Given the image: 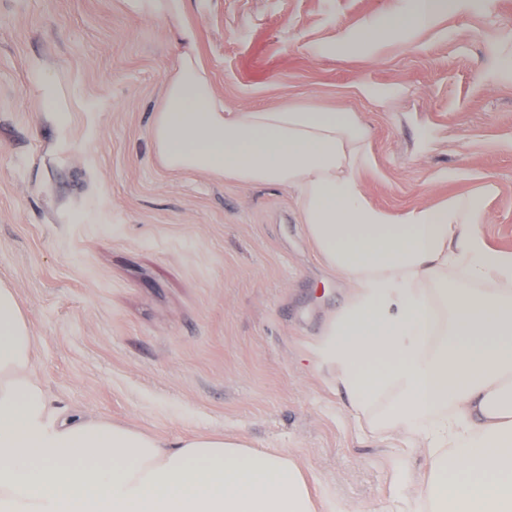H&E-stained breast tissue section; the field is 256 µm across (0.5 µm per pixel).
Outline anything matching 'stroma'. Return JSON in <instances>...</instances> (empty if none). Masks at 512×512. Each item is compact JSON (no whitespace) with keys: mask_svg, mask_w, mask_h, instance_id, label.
Wrapping results in <instances>:
<instances>
[{"mask_svg":"<svg viewBox=\"0 0 512 512\" xmlns=\"http://www.w3.org/2000/svg\"><path fill=\"white\" fill-rule=\"evenodd\" d=\"M399 7L185 0V17L225 105L358 113L375 207L483 195L479 231L512 253V0L362 38ZM182 51L125 0H0V280L48 398L169 439L217 432L292 454L320 512H413L427 453L375 434L316 365L349 290L287 191L157 163L150 128Z\"/></svg>","mask_w":512,"mask_h":512,"instance_id":"stroma-1","label":"stroma"}]
</instances>
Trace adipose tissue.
I'll return each instance as SVG.
<instances>
[{
    "label": "adipose tissue",
    "mask_w": 512,
    "mask_h": 512,
    "mask_svg": "<svg viewBox=\"0 0 512 512\" xmlns=\"http://www.w3.org/2000/svg\"><path fill=\"white\" fill-rule=\"evenodd\" d=\"M193 43L184 0H126ZM447 0H405L371 40L435 22ZM160 166L288 191L324 266L346 281L320 364L357 415L383 395L380 434L430 458L420 512H512V253L491 249L477 197L389 213L372 206L368 130L312 101L231 109L184 52L151 127ZM36 338L0 281V512H316L288 455L220 433L177 441L53 407L33 371Z\"/></svg>",
    "instance_id": "obj_1"
}]
</instances>
